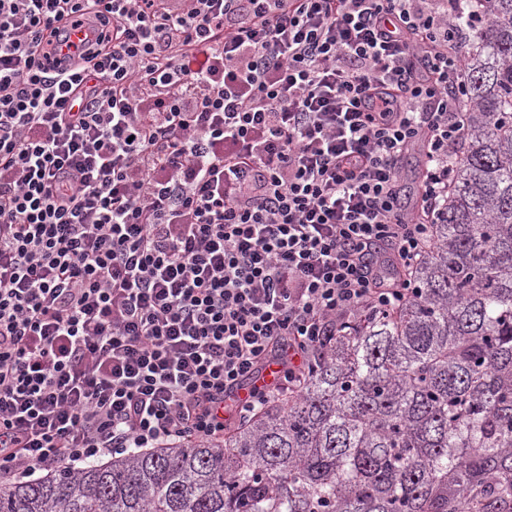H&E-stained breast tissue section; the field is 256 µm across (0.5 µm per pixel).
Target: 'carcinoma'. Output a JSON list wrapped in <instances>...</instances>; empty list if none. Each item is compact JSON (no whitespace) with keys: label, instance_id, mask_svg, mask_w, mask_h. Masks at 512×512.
Segmentation results:
<instances>
[{"label":"carcinoma","instance_id":"carcinoma-1","mask_svg":"<svg viewBox=\"0 0 512 512\" xmlns=\"http://www.w3.org/2000/svg\"><path fill=\"white\" fill-rule=\"evenodd\" d=\"M485 8L415 296L322 337L224 437L16 483L0 512H512V0Z\"/></svg>","mask_w":512,"mask_h":512}]
</instances>
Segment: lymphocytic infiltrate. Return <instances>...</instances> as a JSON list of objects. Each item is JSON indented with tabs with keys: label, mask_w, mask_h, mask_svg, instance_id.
<instances>
[{
	"label": "lymphocytic infiltrate",
	"mask_w": 512,
	"mask_h": 512,
	"mask_svg": "<svg viewBox=\"0 0 512 512\" xmlns=\"http://www.w3.org/2000/svg\"><path fill=\"white\" fill-rule=\"evenodd\" d=\"M462 1L0 0L1 486L223 437L413 296ZM413 152H406L399 161L401 197L406 206L411 207L416 199L419 170L414 163Z\"/></svg>",
	"instance_id": "f902f5d3"
}]
</instances>
